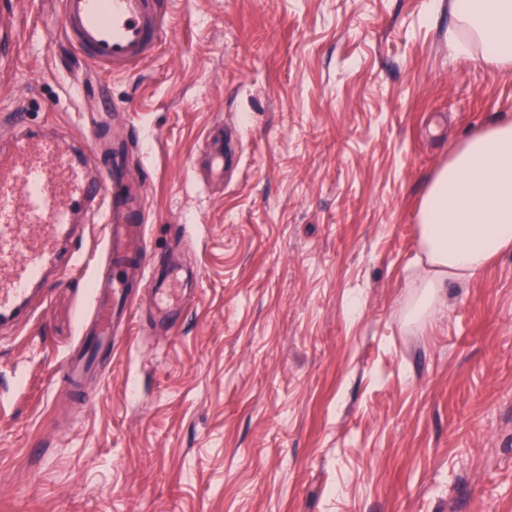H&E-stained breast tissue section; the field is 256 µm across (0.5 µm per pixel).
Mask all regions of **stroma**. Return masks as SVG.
Segmentation results:
<instances>
[{"label":"stroma","instance_id":"1","mask_svg":"<svg viewBox=\"0 0 512 512\" xmlns=\"http://www.w3.org/2000/svg\"><path fill=\"white\" fill-rule=\"evenodd\" d=\"M448 4L162 0L160 48L114 75L59 0H0V131L22 113L91 168L131 141L148 248L184 275L174 326L140 295L77 386V276L0 324V512H512V250L405 321L433 174L512 121V69L449 50Z\"/></svg>","mask_w":512,"mask_h":512}]
</instances>
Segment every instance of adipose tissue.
Here are the masks:
<instances>
[{
    "mask_svg": "<svg viewBox=\"0 0 512 512\" xmlns=\"http://www.w3.org/2000/svg\"><path fill=\"white\" fill-rule=\"evenodd\" d=\"M448 45L486 66L512 68V0H450ZM420 291L410 322L437 314L446 281L475 277L512 248V122L490 126L453 147L420 210Z\"/></svg>",
    "mask_w": 512,
    "mask_h": 512,
    "instance_id": "adipose-tissue-1",
    "label": "adipose tissue"
}]
</instances>
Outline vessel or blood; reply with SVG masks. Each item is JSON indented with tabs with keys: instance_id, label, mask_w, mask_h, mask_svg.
I'll return each instance as SVG.
<instances>
[{
	"instance_id": "1",
	"label": "vessel or blood",
	"mask_w": 512,
	"mask_h": 512,
	"mask_svg": "<svg viewBox=\"0 0 512 512\" xmlns=\"http://www.w3.org/2000/svg\"><path fill=\"white\" fill-rule=\"evenodd\" d=\"M60 31L70 47L101 71L124 74L159 46L160 0H59ZM0 148V323H19L47 271L75 267L65 251L80 216L101 225L102 256L86 283L93 293L81 348L64 365L80 374L113 346L114 311L130 306L128 280L143 282L160 299L159 318L175 321L177 272L157 264L145 244L142 214L113 191L112 176L88 168L69 146L31 133L22 118Z\"/></svg>"
}]
</instances>
